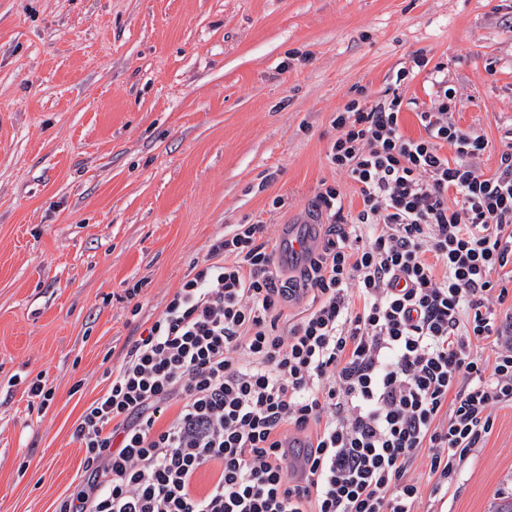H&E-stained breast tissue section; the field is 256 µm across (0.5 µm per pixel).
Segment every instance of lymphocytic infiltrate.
Returning <instances> with one entry per match:
<instances>
[{"mask_svg":"<svg viewBox=\"0 0 512 512\" xmlns=\"http://www.w3.org/2000/svg\"><path fill=\"white\" fill-rule=\"evenodd\" d=\"M337 110L327 226L298 277L265 225L233 224L142 329L73 438L81 480L55 512H420L512 403V143L489 147L441 86L402 129L401 88ZM491 341L484 359L478 342Z\"/></svg>","mask_w":512,"mask_h":512,"instance_id":"obj_1","label":"lymphocytic infiltrate"}]
</instances>
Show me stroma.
<instances>
[{"mask_svg": "<svg viewBox=\"0 0 512 512\" xmlns=\"http://www.w3.org/2000/svg\"><path fill=\"white\" fill-rule=\"evenodd\" d=\"M441 83L494 173L512 128V0H0V512H54L104 372L227 225L282 242L323 184L338 108ZM285 205L272 206L275 197ZM140 286L136 297L127 290ZM44 374L48 407L29 398ZM428 512L512 496V405Z\"/></svg>", "mask_w": 512, "mask_h": 512, "instance_id": "1", "label": "stroma"}]
</instances>
